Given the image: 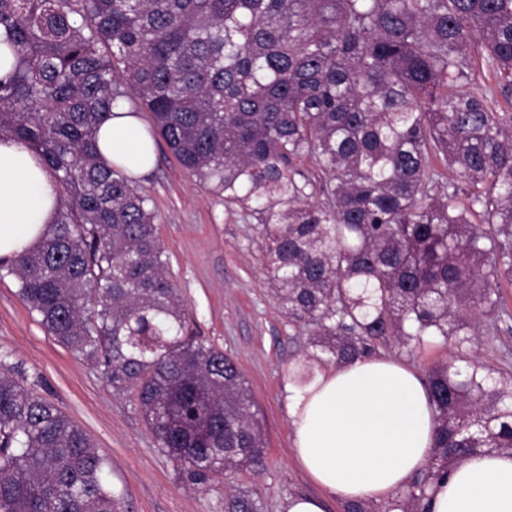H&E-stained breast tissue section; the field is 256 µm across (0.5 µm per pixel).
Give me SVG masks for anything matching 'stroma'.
Wrapping results in <instances>:
<instances>
[{
    "label": "stroma",
    "mask_w": 512,
    "mask_h": 512,
    "mask_svg": "<svg viewBox=\"0 0 512 512\" xmlns=\"http://www.w3.org/2000/svg\"><path fill=\"white\" fill-rule=\"evenodd\" d=\"M153 169L134 183L153 200L166 272L180 288L188 329L233 357L250 389L265 439L263 463L231 483L259 492L262 512L315 493L293 456L285 386L304 339L278 308L258 250V221L189 177L156 140ZM0 371H17L92 440L126 512H222L224 488H193L159 448L134 399L113 391L101 367L59 345L0 275Z\"/></svg>",
    "instance_id": "stroma-1"
}]
</instances>
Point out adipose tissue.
<instances>
[{
	"instance_id": "1",
	"label": "adipose tissue",
	"mask_w": 512,
	"mask_h": 512,
	"mask_svg": "<svg viewBox=\"0 0 512 512\" xmlns=\"http://www.w3.org/2000/svg\"><path fill=\"white\" fill-rule=\"evenodd\" d=\"M103 157L128 177L148 172L154 143L140 117L114 108L100 126ZM59 197L40 154L0 136V257L35 247L54 223ZM298 465L321 489L290 498L286 512H325L327 500L392 499L424 469L435 416L421 377L400 362L371 356L329 368L304 387L286 384ZM431 512H512V452L468 458L434 489Z\"/></svg>"
}]
</instances>
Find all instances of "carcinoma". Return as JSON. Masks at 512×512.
<instances>
[{
  "label": "carcinoma",
  "mask_w": 512,
  "mask_h": 512,
  "mask_svg": "<svg viewBox=\"0 0 512 512\" xmlns=\"http://www.w3.org/2000/svg\"><path fill=\"white\" fill-rule=\"evenodd\" d=\"M0 27L16 49L0 133L39 152L60 197L0 271L133 394L184 482L259 464L263 432L235 360L185 334L151 197L99 152L117 64L183 169L256 215L274 298L312 349L292 380L391 339L454 348L424 379L429 466L389 512H426L459 462L512 450V346L498 369L470 355L512 319V113L476 93L472 61L512 97V0H0ZM440 160L456 181L439 182ZM0 512H124L87 434L3 372ZM224 512H262L261 497L230 486Z\"/></svg>",
  "instance_id": "cac0c4a2"
}]
</instances>
